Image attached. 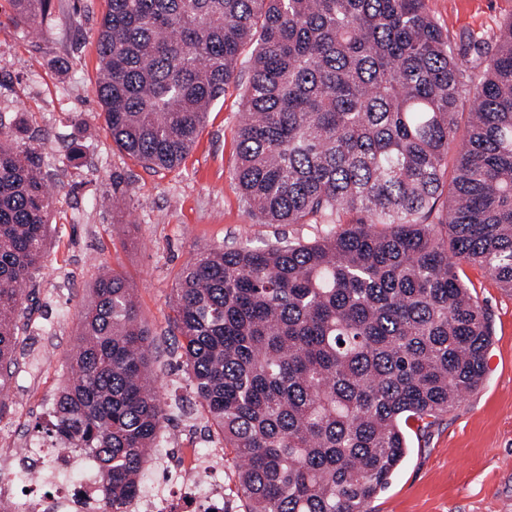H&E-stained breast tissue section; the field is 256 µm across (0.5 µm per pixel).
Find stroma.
<instances>
[{"label": "stroma", "mask_w": 512, "mask_h": 512, "mask_svg": "<svg viewBox=\"0 0 512 512\" xmlns=\"http://www.w3.org/2000/svg\"><path fill=\"white\" fill-rule=\"evenodd\" d=\"M106 9L107 0H51L44 21L17 26L12 0H0V122L18 125L15 145L39 153L53 197L47 254L27 285L35 308L15 373L0 390V423L17 429L7 447L29 444L69 377L78 314L96 278L119 271L155 339L156 387L186 408L163 424L142 480L148 492L160 486L165 457L221 445L191 392L171 325L186 264L205 247L310 240L317 230L259 223L241 196L234 170L245 68L211 106L179 168L148 170L116 149L95 90ZM426 9L459 46L493 41L512 0H426ZM458 273L492 323L484 380L450 412L410 427L406 457L367 512H512V293L480 267L463 263Z\"/></svg>", "instance_id": "stroma-1"}]
</instances>
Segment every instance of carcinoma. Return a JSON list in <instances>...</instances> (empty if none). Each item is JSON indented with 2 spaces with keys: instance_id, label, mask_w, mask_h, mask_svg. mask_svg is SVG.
<instances>
[{
  "instance_id": "cac0c4a2",
  "label": "carcinoma",
  "mask_w": 512,
  "mask_h": 512,
  "mask_svg": "<svg viewBox=\"0 0 512 512\" xmlns=\"http://www.w3.org/2000/svg\"><path fill=\"white\" fill-rule=\"evenodd\" d=\"M12 2L35 23L51 0ZM247 46L238 187L264 224L325 228L198 252L175 288L182 364L241 459L246 512H366L405 426L483 381L490 321L457 262L512 292V17L491 53L456 50L425 0H108L97 97L112 142L179 166ZM9 136L0 122V389L52 206L41 156ZM78 327L72 379L34 431L90 453L103 512H124L167 419L153 340L114 270Z\"/></svg>"
}]
</instances>
